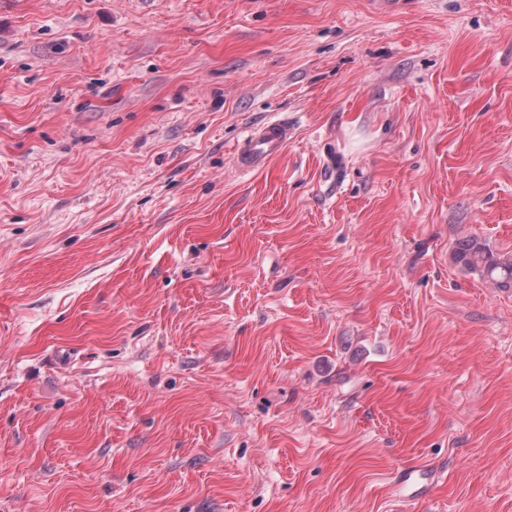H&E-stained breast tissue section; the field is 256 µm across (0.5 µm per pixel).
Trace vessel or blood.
<instances>
[{
	"label": "vessel or blood",
	"instance_id": "b4317fda",
	"mask_svg": "<svg viewBox=\"0 0 512 512\" xmlns=\"http://www.w3.org/2000/svg\"><path fill=\"white\" fill-rule=\"evenodd\" d=\"M294 129L287 118L279 117L251 128L233 151L236 168L243 173L262 170L288 145ZM432 468L426 464H408L397 469L394 487L402 500L415 502L431 491Z\"/></svg>",
	"mask_w": 512,
	"mask_h": 512
}]
</instances>
